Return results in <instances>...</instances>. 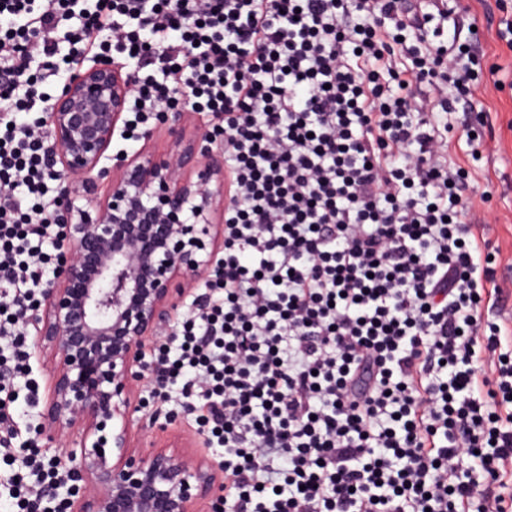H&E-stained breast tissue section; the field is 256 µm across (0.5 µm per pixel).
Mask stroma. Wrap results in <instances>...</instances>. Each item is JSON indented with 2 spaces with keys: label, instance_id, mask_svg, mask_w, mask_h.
I'll list each match as a JSON object with an SVG mask.
<instances>
[{
  "label": "stroma",
  "instance_id": "obj_1",
  "mask_svg": "<svg viewBox=\"0 0 512 512\" xmlns=\"http://www.w3.org/2000/svg\"><path fill=\"white\" fill-rule=\"evenodd\" d=\"M449 6H469V24L459 27L457 39H478L484 70L475 82L470 108L452 114L451 162L466 168L473 186L474 222H485L484 237L498 255L491 274L497 284L512 287V45L500 38L502 23L512 21V0H447ZM156 445L190 439L195 452L218 463L219 453L200 434L193 416L180 414L175 422L152 425Z\"/></svg>",
  "mask_w": 512,
  "mask_h": 512
}]
</instances>
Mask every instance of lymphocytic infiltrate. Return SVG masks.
Masks as SVG:
<instances>
[{"mask_svg": "<svg viewBox=\"0 0 512 512\" xmlns=\"http://www.w3.org/2000/svg\"><path fill=\"white\" fill-rule=\"evenodd\" d=\"M430 5L0 0V456L18 309L65 231L29 113L66 41L135 60L128 133L187 107L224 147V254L157 359L224 451L226 512H512V332L481 320L502 290L448 160L482 58L428 40L448 21ZM23 465L32 512L38 445Z\"/></svg>", "mask_w": 512, "mask_h": 512, "instance_id": "f902f5d3", "label": "lymphocytic infiltrate"}]
</instances>
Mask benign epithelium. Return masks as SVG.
<instances>
[{"label":"benign epithelium","instance_id":"1","mask_svg":"<svg viewBox=\"0 0 512 512\" xmlns=\"http://www.w3.org/2000/svg\"><path fill=\"white\" fill-rule=\"evenodd\" d=\"M132 81L129 64L114 57L76 59L47 106L45 151L64 174L65 237L42 299L19 315L50 364L43 432L77 430L59 458L69 482L64 512H200L201 504L216 512L224 475L156 446L135 424L149 407L137 384L166 385L143 345L175 340L172 311L223 245L213 220L224 193L212 180L224 178V150L203 132L166 158L110 155ZM190 117L175 112L161 123L179 142ZM99 179L106 192L89 201L92 216L73 197Z\"/></svg>","mask_w":512,"mask_h":512}]
</instances>
